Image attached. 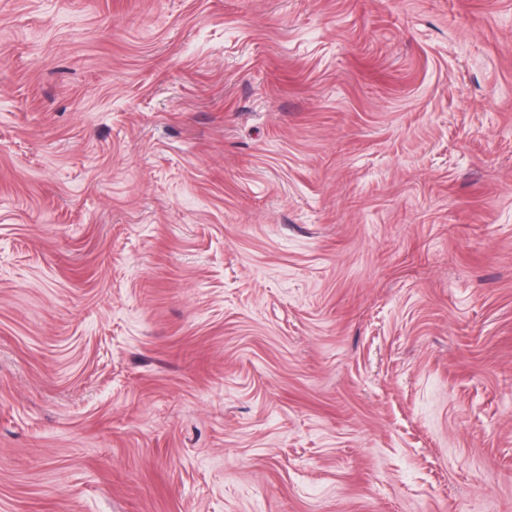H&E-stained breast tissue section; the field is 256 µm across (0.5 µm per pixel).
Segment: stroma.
<instances>
[{
  "mask_svg": "<svg viewBox=\"0 0 512 512\" xmlns=\"http://www.w3.org/2000/svg\"><path fill=\"white\" fill-rule=\"evenodd\" d=\"M0 512H512V0H0Z\"/></svg>",
  "mask_w": 512,
  "mask_h": 512,
  "instance_id": "35a3bbf8",
  "label": "stroma"
}]
</instances>
